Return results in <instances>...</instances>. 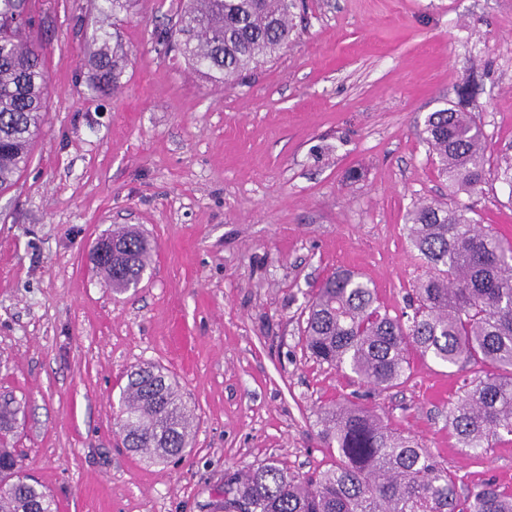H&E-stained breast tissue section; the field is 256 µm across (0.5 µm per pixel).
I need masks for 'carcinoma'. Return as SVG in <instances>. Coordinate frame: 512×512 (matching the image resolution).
I'll list each match as a JSON object with an SVG mask.
<instances>
[{"label":"carcinoma","mask_w":512,"mask_h":512,"mask_svg":"<svg viewBox=\"0 0 512 512\" xmlns=\"http://www.w3.org/2000/svg\"><path fill=\"white\" fill-rule=\"evenodd\" d=\"M102 22L136 0H98ZM300 0H181L176 20L154 32L155 48L176 50L219 87L235 84L288 45ZM40 0H0V192L27 165L45 120L48 73L31 39ZM100 92L121 86L127 52L103 27L92 35ZM437 171L455 193L486 179L487 143L476 117L454 107L429 113L421 130ZM461 203L419 202L405 229L425 273L412 313L392 316L352 271L328 276L308 301L304 345L317 361L347 368L372 392L400 384L411 352L452 367H473L463 398L448 408L458 447L478 455L492 435H512V243L484 229ZM122 256L96 268L112 291H127L147 270L151 246L133 227L112 231ZM18 408L0 403V441ZM193 413L175 378L156 366L127 375L118 425L125 448L156 461L190 447ZM320 434L336 449L331 467L301 479L274 460L224 480V512H512V493L493 480L458 496L456 483L416 436L362 406L321 408ZM0 512H56L53 495L24 474L15 450L0 448Z\"/></svg>","instance_id":"1"}]
</instances>
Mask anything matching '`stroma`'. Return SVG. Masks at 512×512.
Wrapping results in <instances>:
<instances>
[{"label": "stroma", "instance_id": "stroma-1", "mask_svg": "<svg viewBox=\"0 0 512 512\" xmlns=\"http://www.w3.org/2000/svg\"><path fill=\"white\" fill-rule=\"evenodd\" d=\"M306 3L280 55L222 89L154 48L179 0H136L114 21L122 84L102 94L98 14L43 2L45 122L0 193V397L21 408L6 447L58 512H224L227 474L271 459L326 469L318 414L347 400L419 437L459 494L489 478L512 492V435L468 456L447 428L470 370L412 353L403 384L369 396L302 340L308 299L339 269L407 311L424 270L406 213L451 198L417 131L430 112L461 103L482 125L487 175L468 203L512 227V0ZM121 225L152 253L139 290L116 295L89 253ZM146 363L194 412L182 460L119 446L120 388Z\"/></svg>", "mask_w": 512, "mask_h": 512}]
</instances>
